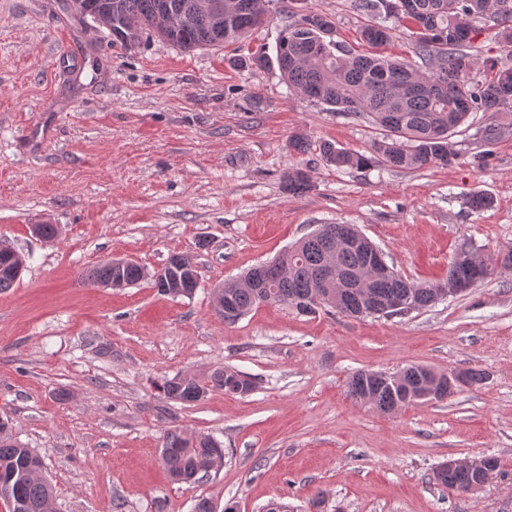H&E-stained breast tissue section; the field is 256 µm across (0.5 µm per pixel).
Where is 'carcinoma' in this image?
Returning a JSON list of instances; mask_svg holds the SVG:
<instances>
[{"label":"carcinoma","instance_id":"1","mask_svg":"<svg viewBox=\"0 0 512 512\" xmlns=\"http://www.w3.org/2000/svg\"><path fill=\"white\" fill-rule=\"evenodd\" d=\"M269 0H224V14L215 18L198 11V0H79L81 19H96L99 13L112 15V36L126 48L145 40L160 38L184 50L222 46L243 37L265 21ZM358 36L368 51L357 50L334 40L331 18L311 11L291 21L279 34L275 60L259 50L247 64L266 68L277 64L282 79L307 100L324 109L367 122L384 131L366 153L335 147L325 142L321 155L338 169L364 170L383 165L412 169L426 165L451 166L460 158L458 129L479 112H499L512 126V65L498 58H479L471 52L472 34L477 24L493 22L503 46L512 49V0H365L359 5ZM164 14L181 17L177 27L158 30ZM406 27L420 60L415 64L383 54L401 27ZM291 195L310 189L308 173L296 168L285 176ZM353 228L351 224H320L311 234L289 246L270 264L281 277L266 288L245 285L230 289V300L241 317L261 304L258 293L266 292V302L300 310V300L312 294L324 297L326 311L363 316L367 300L374 301L373 316L396 300H405L414 310L438 301L439 283H414L396 270L379 274L370 282L363 279L370 240L354 248L336 251L333 271L326 268L329 244L336 243ZM476 250L464 243L448 263V279L482 281L487 267L474 266L468 253ZM100 285L122 279L134 286L152 276L135 262L114 271L101 264L90 273ZM394 377L377 371H359L348 383V393L356 401L375 406L384 413L413 403L407 395L425 388L432 369L412 364ZM234 379L242 387L239 395L254 390V383L240 372L224 367L204 379L178 375L162 384L165 397L179 402H196L209 390H225ZM224 459V448L209 436H189L179 429L166 432L161 463L177 482L192 483ZM35 458L31 449L12 441L7 424L0 421V494L7 512H47L53 489L43 477L33 475ZM438 482L457 492H471L476 478L447 470Z\"/></svg>","mask_w":512,"mask_h":512}]
</instances>
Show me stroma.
I'll use <instances>...</instances> for the list:
<instances>
[{"mask_svg": "<svg viewBox=\"0 0 512 512\" xmlns=\"http://www.w3.org/2000/svg\"><path fill=\"white\" fill-rule=\"evenodd\" d=\"M357 3L272 0L247 38L186 52L157 38L124 48L60 0H0V242L26 259L0 291V420L41 457L56 512H194L202 498L239 512H512V267L496 263L512 250V130L490 144L458 133L447 167L343 170L320 144L365 152L373 126L303 99L277 68L233 64L274 54L280 29L311 11L357 46ZM296 167L302 195L284 188ZM477 194L492 206L473 209ZM320 224L357 225L414 281L446 280L465 242L495 266L403 316L263 304L225 322L215 288ZM174 254L200 274L192 296L90 277L114 258L154 271ZM410 364L485 379L391 414L347 392L356 372ZM224 367L253 392L189 404L159 389ZM174 428L223 443V463L172 482L160 451ZM485 455L500 468L477 492L433 479L448 459Z\"/></svg>", "mask_w": 512, "mask_h": 512, "instance_id": "1", "label": "stroma"}]
</instances>
